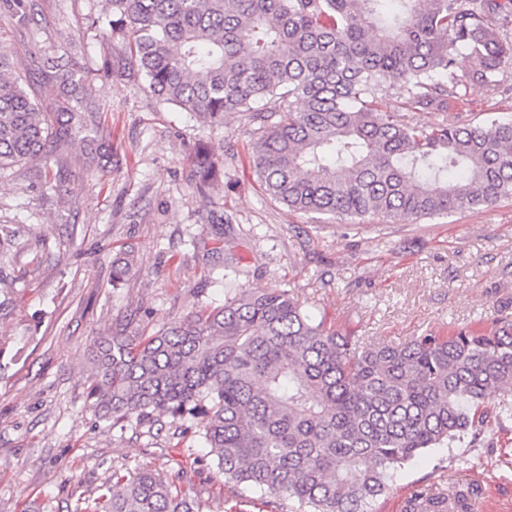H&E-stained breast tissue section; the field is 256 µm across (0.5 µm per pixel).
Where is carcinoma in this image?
Listing matches in <instances>:
<instances>
[{
	"label": "carcinoma",
	"mask_w": 512,
	"mask_h": 512,
	"mask_svg": "<svg viewBox=\"0 0 512 512\" xmlns=\"http://www.w3.org/2000/svg\"><path fill=\"white\" fill-rule=\"evenodd\" d=\"M20 27L28 0H5ZM104 75H142L161 101L216 126L249 112L258 123L252 166L264 192L292 211L347 220L402 221L481 210L512 198V120L419 126L384 110V84L408 85L407 105L461 101L455 54L473 82L492 85L512 62V0H105ZM55 85L48 103L30 77ZM92 73L33 55L28 75L0 48V170L50 166L57 147L84 133L91 161L108 168L112 145L90 127L83 100ZM301 100L304 108L286 106ZM209 146L194 149L193 181L216 175ZM136 265L127 247L112 285ZM88 398L118 426L158 416L203 435L227 483L303 512H372L394 473L422 450L480 434L486 396L512 409V323L494 331L426 334L405 344L344 336L316 321L288 290L240 289L148 336L97 337ZM467 509L453 491L410 512ZM76 512H198L149 469L114 472Z\"/></svg>",
	"instance_id": "carcinoma-1"
}]
</instances>
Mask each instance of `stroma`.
<instances>
[{
  "mask_svg": "<svg viewBox=\"0 0 512 512\" xmlns=\"http://www.w3.org/2000/svg\"><path fill=\"white\" fill-rule=\"evenodd\" d=\"M30 5L35 21L21 31L0 12V45L15 68L43 53L101 68L108 43L92 25L100 0ZM87 95L106 105L94 118L112 140L108 172L78 137L55 155L69 173L68 201L42 166L0 171V225L12 232L0 258V512H75L113 470L144 468L173 479L200 512H295L291 500L267 507L225 482L200 434L98 417L86 397L91 344L113 329L153 333L240 288L292 291L316 320L372 342L512 321V200L410 223L317 224L262 191L248 114L210 126L161 102L141 78L96 77ZM383 95L413 124L510 120L512 64L497 85H468L444 113L405 108L400 82ZM201 140L219 160L204 195L190 180ZM127 246L137 264L116 288L112 260ZM451 487L484 512H512V412L493 414L479 440L426 449L395 472L374 509L405 512L416 491Z\"/></svg>",
  "mask_w": 512,
  "mask_h": 512,
  "instance_id": "35a3bbf8",
  "label": "stroma"
}]
</instances>
